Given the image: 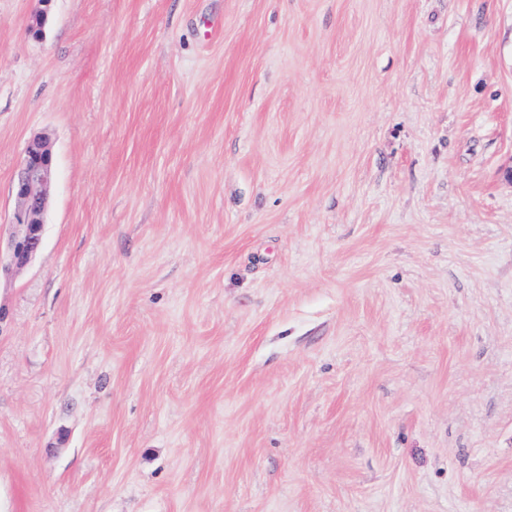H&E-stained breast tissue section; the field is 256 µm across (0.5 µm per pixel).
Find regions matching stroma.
<instances>
[{
    "mask_svg": "<svg viewBox=\"0 0 512 512\" xmlns=\"http://www.w3.org/2000/svg\"><path fill=\"white\" fill-rule=\"evenodd\" d=\"M0 0V512H512V0ZM54 175L55 157L47 139H29L13 183L16 208L10 224L12 232L5 244L0 237V277L26 268L40 252Z\"/></svg>",
    "mask_w": 512,
    "mask_h": 512,
    "instance_id": "obj_1",
    "label": "stroma"
}]
</instances>
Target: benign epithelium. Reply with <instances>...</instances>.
Here are the masks:
<instances>
[{"label":"benign epithelium","instance_id":"obj_1","mask_svg":"<svg viewBox=\"0 0 512 512\" xmlns=\"http://www.w3.org/2000/svg\"><path fill=\"white\" fill-rule=\"evenodd\" d=\"M34 11L28 31L42 37L47 19L45 6ZM55 175V157L44 137H33L25 145L12 193L16 208L12 232L0 240V274L26 268L40 252L45 233L44 217L49 206V187Z\"/></svg>","mask_w":512,"mask_h":512}]
</instances>
